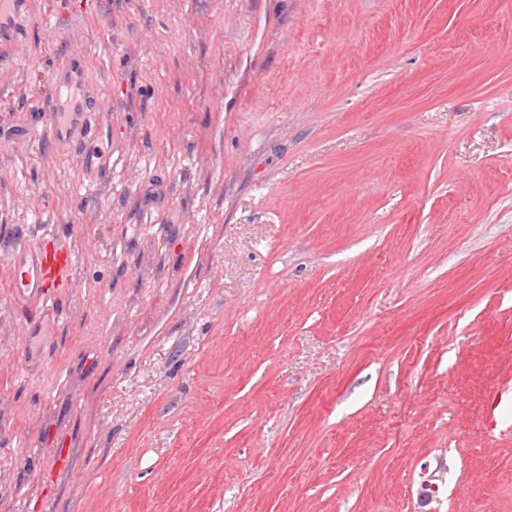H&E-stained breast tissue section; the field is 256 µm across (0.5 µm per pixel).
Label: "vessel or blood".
<instances>
[{
  "label": "vessel or blood",
  "instance_id": "1",
  "mask_svg": "<svg viewBox=\"0 0 512 512\" xmlns=\"http://www.w3.org/2000/svg\"><path fill=\"white\" fill-rule=\"evenodd\" d=\"M29 0H0V47L11 49L24 45L29 30L23 18L29 12ZM58 93L44 107L39 125H12L6 132L17 141H31L46 134L58 149L77 144H93L105 135L103 116L92 107H78L76 100L83 89L71 66L58 75ZM9 268V287L29 328H36L48 317L61 316V288L69 284L72 252L57 236L24 238L4 257Z\"/></svg>",
  "mask_w": 512,
  "mask_h": 512
}]
</instances>
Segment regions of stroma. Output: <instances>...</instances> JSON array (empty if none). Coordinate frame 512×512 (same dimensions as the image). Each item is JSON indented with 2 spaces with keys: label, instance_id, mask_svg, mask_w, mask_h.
Masks as SVG:
<instances>
[{
  "label": "stroma",
  "instance_id": "35a3bbf8",
  "mask_svg": "<svg viewBox=\"0 0 512 512\" xmlns=\"http://www.w3.org/2000/svg\"><path fill=\"white\" fill-rule=\"evenodd\" d=\"M112 170L0 140V512H512V0H32ZM440 490L421 503L423 473ZM72 252L57 236L23 238L5 256L9 268V288L19 308L27 314L26 323L36 328L46 317L61 318L59 301L68 288Z\"/></svg>",
  "mask_w": 512,
  "mask_h": 512
}]
</instances>
